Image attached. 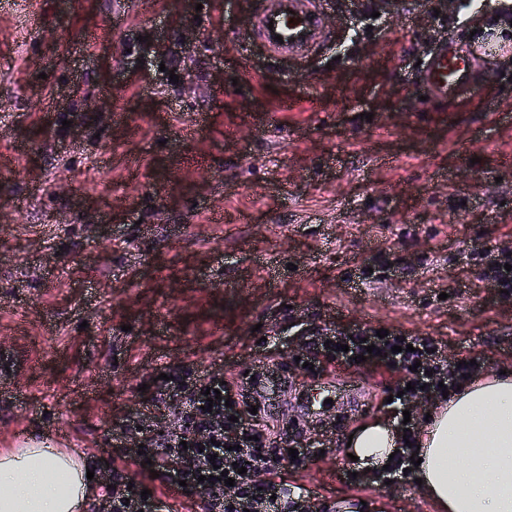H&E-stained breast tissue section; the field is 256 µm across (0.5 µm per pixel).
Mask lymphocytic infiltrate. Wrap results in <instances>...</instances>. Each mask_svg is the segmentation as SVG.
Wrapping results in <instances>:
<instances>
[{
  "mask_svg": "<svg viewBox=\"0 0 512 512\" xmlns=\"http://www.w3.org/2000/svg\"><path fill=\"white\" fill-rule=\"evenodd\" d=\"M369 343L384 352V364L402 371L403 382L409 383V391L398 399L402 405L416 397L442 396L444 389H456L465 376L477 371L476 366L440 357L434 340L393 332L381 338L373 330L316 337L310 361L350 363ZM210 387L220 390V400L208 401L205 391ZM157 393L181 398L184 410L170 431L144 438L148 462L141 470L157 472L164 492L183 484L205 494L204 512H261L273 507L275 496L283 491V460L293 449L302 457L310 453L293 435L272 439L258 429L251 412L250 382L228 383L220 372L190 379L177 372L171 380L159 382ZM242 463L247 466L243 474L238 471ZM260 471L265 474L261 481L255 478Z\"/></svg>",
  "mask_w": 512,
  "mask_h": 512,
  "instance_id": "obj_1",
  "label": "lymphocytic infiltrate"
}]
</instances>
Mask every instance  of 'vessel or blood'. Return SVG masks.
I'll return each mask as SVG.
<instances>
[{
  "mask_svg": "<svg viewBox=\"0 0 512 512\" xmlns=\"http://www.w3.org/2000/svg\"><path fill=\"white\" fill-rule=\"evenodd\" d=\"M322 0H264L255 11L251 38L273 56L305 57L325 49L333 40L321 23ZM478 58L468 48L440 49L425 65L421 84L436 100L450 101L477 81Z\"/></svg>",
  "mask_w": 512,
  "mask_h": 512,
  "instance_id": "b4317fda",
  "label": "vessel or blood"
}]
</instances>
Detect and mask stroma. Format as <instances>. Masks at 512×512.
I'll return each mask as SVG.
<instances>
[{
	"mask_svg": "<svg viewBox=\"0 0 512 512\" xmlns=\"http://www.w3.org/2000/svg\"><path fill=\"white\" fill-rule=\"evenodd\" d=\"M254 0H0V449L50 431L94 469L158 492L130 434L172 428L162 371L276 367L291 389L313 333L387 329L512 365V52L473 90L425 98L418 61L512 39V0H330L334 49L244 43ZM372 268L371 278L362 271ZM363 406L280 397L261 423L336 434L284 467L316 507L435 512L416 472L348 457L392 420L399 374L339 365ZM507 253H511V256H507ZM505 264L511 265V271L507 272ZM499 288H504L511 292L512 290V249H504L501 251L498 259L489 268L487 274Z\"/></svg>",
	"mask_w": 512,
	"mask_h": 512,
	"instance_id": "obj_1",
	"label": "stroma"
}]
</instances>
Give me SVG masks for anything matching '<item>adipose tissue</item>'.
Masks as SVG:
<instances>
[{
	"label": "adipose tissue",
	"instance_id": "adipose-tissue-1",
	"mask_svg": "<svg viewBox=\"0 0 512 512\" xmlns=\"http://www.w3.org/2000/svg\"><path fill=\"white\" fill-rule=\"evenodd\" d=\"M419 435L416 472L437 512H512V371L488 373L436 404ZM402 433L380 420L354 430L358 467L388 464ZM462 454V463L451 457ZM93 482L57 448L0 451V512H80Z\"/></svg>",
	"mask_w": 512,
	"mask_h": 512
}]
</instances>
